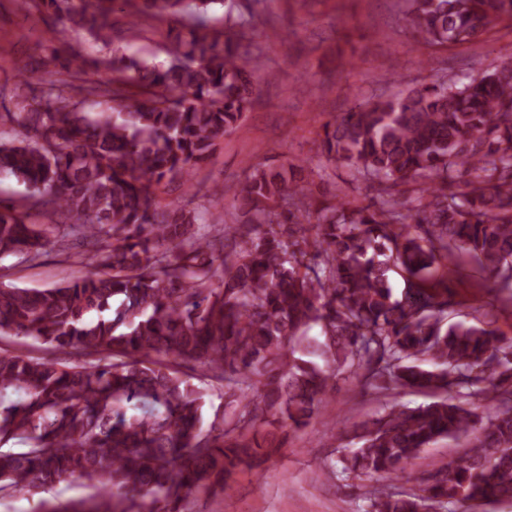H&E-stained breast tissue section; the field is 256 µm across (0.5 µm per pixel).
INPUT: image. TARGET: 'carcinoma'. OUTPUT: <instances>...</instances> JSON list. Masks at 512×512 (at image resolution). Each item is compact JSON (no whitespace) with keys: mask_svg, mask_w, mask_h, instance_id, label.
Returning a JSON list of instances; mask_svg holds the SVG:
<instances>
[{"mask_svg":"<svg viewBox=\"0 0 512 512\" xmlns=\"http://www.w3.org/2000/svg\"><path fill=\"white\" fill-rule=\"evenodd\" d=\"M100 45L108 81H75L79 55L0 101V173L31 205L0 199V257L33 261L63 233L99 244L94 270L43 289L0 282V335L30 338L60 358L0 352V494L68 478L95 490L44 512H188L234 476L280 451L278 439L319 417L338 371L379 393L442 391L392 406L340 437L341 468L366 476V512H464L512 501V338L481 321H454L436 276L461 258L512 301V63L467 82L434 73L427 85L372 98L323 126L322 153L381 187L367 204L318 196L281 169L246 165L235 194L244 220L216 238L224 188L194 208L162 203L187 184L224 135L243 128L263 67L252 36L269 22L249 4L200 34L224 0H14ZM424 46L480 41L512 0H396ZM135 38L142 22L171 24L167 64L113 47L112 14ZM91 97L126 103L89 112ZM50 218L31 220L30 209ZM404 273L394 297L389 273ZM318 328V335L309 331ZM219 385L224 415L204 425V394L181 368ZM483 395L477 411L449 395ZM442 438L469 449L387 482Z\"/></svg>","mask_w":512,"mask_h":512,"instance_id":"cac0c4a2","label":"carcinoma"}]
</instances>
